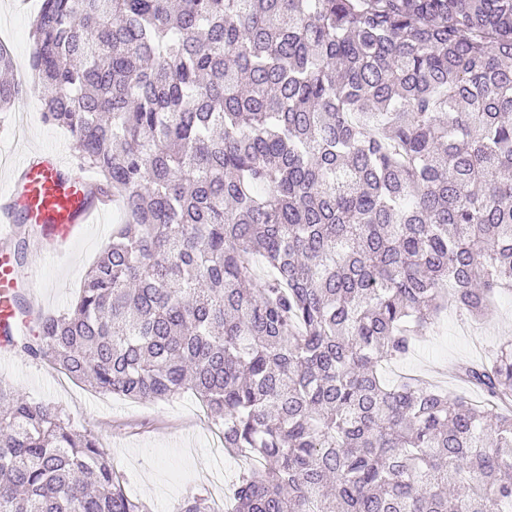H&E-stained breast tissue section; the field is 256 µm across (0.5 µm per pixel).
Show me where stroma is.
<instances>
[{
    "label": "stroma",
    "instance_id": "1",
    "mask_svg": "<svg viewBox=\"0 0 512 512\" xmlns=\"http://www.w3.org/2000/svg\"><path fill=\"white\" fill-rule=\"evenodd\" d=\"M40 0L17 8L16 0H0V42L9 46L18 73L28 71L30 29ZM52 149L77 160L78 151L64 129L45 123L42 93L28 83L11 111L0 112V192L6 190L8 164L30 151ZM115 210L87 226L58 257L29 248L42 286L35 310L56 313L71 307L92 265L112 241ZM512 339V294L497 296L484 321L476 322L449 309L438 324L417 339L405 358L388 367L386 378L412 373L425 382L457 394L468 393L455 378L460 364L483 359L504 340ZM0 382L21 394L61 409L72 425L90 432L114 459L126 491L146 503L150 512H180L187 498L201 495L217 508L252 463L227 454L222 438L192 393L165 402L141 403L96 393L69 379L48 362L23 348L0 352Z\"/></svg>",
    "mask_w": 512,
    "mask_h": 512
}]
</instances>
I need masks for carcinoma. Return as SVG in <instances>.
<instances>
[{"mask_svg":"<svg viewBox=\"0 0 512 512\" xmlns=\"http://www.w3.org/2000/svg\"><path fill=\"white\" fill-rule=\"evenodd\" d=\"M31 38L43 119L122 220L28 353L193 392L261 464L228 512H512V340L461 368L479 401L379 372L512 290V0H42ZM15 70L0 45V112ZM0 512L149 510L0 383Z\"/></svg>","mask_w":512,"mask_h":512,"instance_id":"1","label":"carcinoma"}]
</instances>
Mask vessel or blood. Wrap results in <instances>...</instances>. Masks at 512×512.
Here are the masks:
<instances>
[{
	"label": "vessel or blood",
	"instance_id": "vessel-or-blood-1",
	"mask_svg": "<svg viewBox=\"0 0 512 512\" xmlns=\"http://www.w3.org/2000/svg\"><path fill=\"white\" fill-rule=\"evenodd\" d=\"M11 189L0 195V347L8 337L24 333L26 326L13 296L24 290L26 300L36 295L34 273L16 263L3 243L15 235L18 225H38L41 251L64 252L89 224L96 223L112 200L103 195L87 169L75 168L56 152L26 154L11 168Z\"/></svg>",
	"mask_w": 512,
	"mask_h": 512
}]
</instances>
